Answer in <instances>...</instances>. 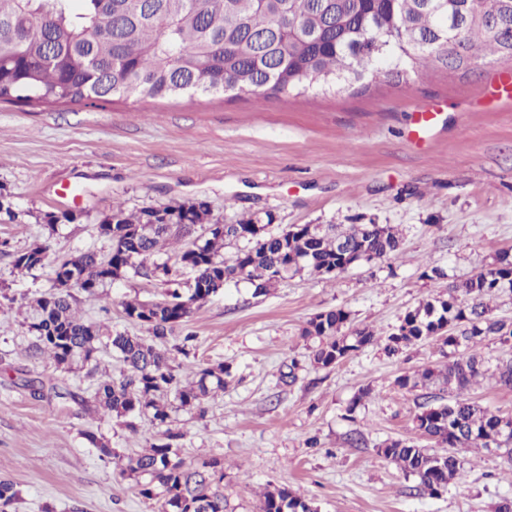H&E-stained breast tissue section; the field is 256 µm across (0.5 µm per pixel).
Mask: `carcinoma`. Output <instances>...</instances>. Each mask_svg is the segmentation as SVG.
<instances>
[{"label":"carcinoma","mask_w":512,"mask_h":512,"mask_svg":"<svg viewBox=\"0 0 512 512\" xmlns=\"http://www.w3.org/2000/svg\"><path fill=\"white\" fill-rule=\"evenodd\" d=\"M0 0V102L56 104L108 103L125 99H173L207 96L231 86L242 93L300 96L312 88L330 90L381 65L417 69L440 64L465 68L486 55L512 58V42L494 33L483 19L502 14L503 0H470L471 17L454 37L464 52H448V24L420 0ZM430 39L431 48L419 40ZM181 224H147V210L112 211L107 252L86 251L57 261L53 291L31 305L29 329L36 352L48 355L56 368L95 360L100 345L124 365L120 377H107L95 389L93 403L102 416L147 417L161 428L149 448L121 458L102 439H87L100 454L117 461L121 473L145 481L139 494L158 503L157 512H226L224 467L212 458L188 467L180 457L184 434L170 427L171 413H205L211 395L234 378L230 364L199 368L195 380L182 383L172 353L189 356L185 344L167 348L168 335L210 296L215 280L244 281L262 294L297 274L332 276L360 257L367 261L396 254L398 230L390 224H294L279 232L259 233L250 216L223 233L211 231L191 249L192 238L206 227L209 213L202 202L176 207ZM243 242L230 259L224 250ZM45 247L36 245L15 257L14 266L31 270L43 265ZM182 267L196 270L204 285L183 294ZM162 279L169 288L162 299L123 302L125 318L148 327L151 338L126 331H103L74 311L70 289L96 294L98 288L128 273ZM512 292V253L460 283L448 286L410 310L387 336L391 355L429 338L442 341L452 359L396 384L407 390L436 387V395L414 417L420 436L434 443L425 448L408 439H391L378 449L407 476L416 489L437 494L460 478V448H497L512 464V414L495 413L464 395L485 374L478 346L489 336L512 339V322L492 315L490 297ZM347 321L341 309L323 311L308 322L305 335L319 339L316 365L331 367L378 341L373 331L357 328L340 333ZM17 498L14 484L0 479V512ZM260 512H317L312 503L287 488L266 489Z\"/></svg>","instance_id":"cac0c4a2"}]
</instances>
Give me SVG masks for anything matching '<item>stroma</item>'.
<instances>
[{
    "instance_id": "1",
    "label": "stroma",
    "mask_w": 512,
    "mask_h": 512,
    "mask_svg": "<svg viewBox=\"0 0 512 512\" xmlns=\"http://www.w3.org/2000/svg\"><path fill=\"white\" fill-rule=\"evenodd\" d=\"M206 202L211 221L246 215L272 223L389 224L397 255L333 277L297 276L265 294L243 282L201 304L174 330L193 335L189 363L230 364L235 378L198 416L178 411L186 465L224 461L226 512H258L261 492L285 486L318 512H495L512 501V465L501 452H463L465 473L446 491L379 454L414 439L423 389L398 377L444 363L439 342L403 353L366 347L334 366L313 362L316 314L341 309L346 330L388 336L407 310L512 249V58L489 55L469 69L441 66L363 76L339 91L257 97L228 91L175 100L39 106L0 103V479L18 496L8 512H154L136 477L121 476L88 443L94 432L126 456L153 428L87 412L66 389L92 392L89 364L55 368L33 353L26 317L51 290L63 256L107 250L98 226L125 210ZM47 248L43 266L14 258ZM444 278L430 277L431 268ZM157 279L127 276L91 296L73 289L85 321L146 335L122 303L159 299ZM296 364V380L281 379ZM43 381L37 397L22 379ZM367 398H359L362 389ZM360 434V445L349 442Z\"/></svg>"
}]
</instances>
